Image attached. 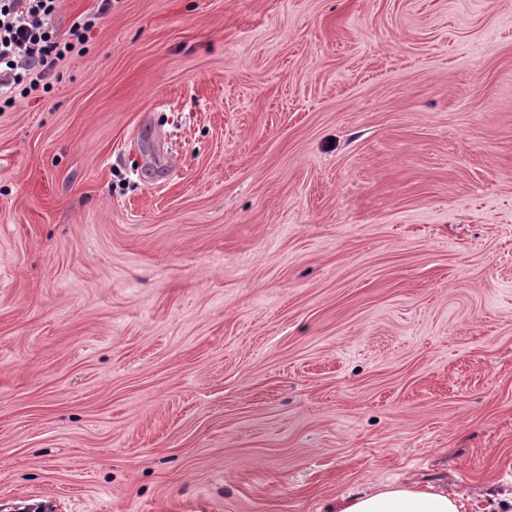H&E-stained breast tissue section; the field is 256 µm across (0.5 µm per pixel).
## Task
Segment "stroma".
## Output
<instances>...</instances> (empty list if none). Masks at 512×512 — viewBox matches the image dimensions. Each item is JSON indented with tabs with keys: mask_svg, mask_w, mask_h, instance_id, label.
Here are the masks:
<instances>
[{
	"mask_svg": "<svg viewBox=\"0 0 512 512\" xmlns=\"http://www.w3.org/2000/svg\"><path fill=\"white\" fill-rule=\"evenodd\" d=\"M99 5L0 112V502L512 512V0ZM461 499L432 485L412 488L387 484L342 496L336 512H460L464 506Z\"/></svg>",
	"mask_w": 512,
	"mask_h": 512,
	"instance_id": "stroma-1",
	"label": "stroma"
}]
</instances>
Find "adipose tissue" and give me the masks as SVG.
Instances as JSON below:
<instances>
[{
  "mask_svg": "<svg viewBox=\"0 0 512 512\" xmlns=\"http://www.w3.org/2000/svg\"><path fill=\"white\" fill-rule=\"evenodd\" d=\"M461 508L460 495L432 485L412 488L387 484L342 496L338 512H460Z\"/></svg>",
  "mask_w": 512,
  "mask_h": 512,
  "instance_id": "ef3b65f1",
  "label": "adipose tissue"
}]
</instances>
